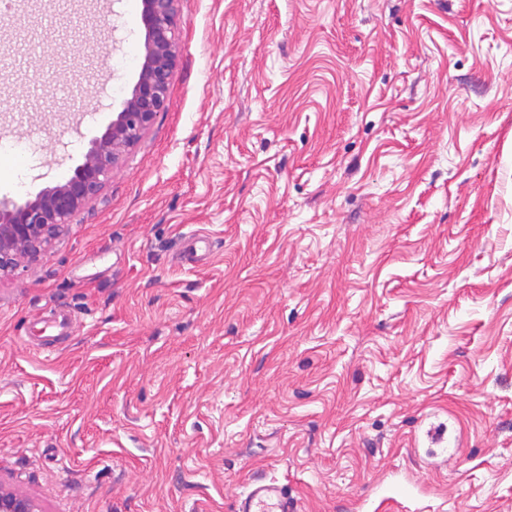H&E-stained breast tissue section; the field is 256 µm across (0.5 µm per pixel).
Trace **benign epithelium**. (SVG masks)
Returning <instances> with one entry per match:
<instances>
[{
  "mask_svg": "<svg viewBox=\"0 0 512 512\" xmlns=\"http://www.w3.org/2000/svg\"><path fill=\"white\" fill-rule=\"evenodd\" d=\"M178 0H142L146 35L138 80L105 132L93 139L68 180L23 203L0 202V278L37 261L65 227L94 200L123 155L166 111L179 53ZM0 512H43L32 495L0 482Z\"/></svg>",
  "mask_w": 512,
  "mask_h": 512,
  "instance_id": "obj_1",
  "label": "benign epithelium"
}]
</instances>
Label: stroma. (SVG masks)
<instances>
[{"instance_id": "stroma-1", "label": "stroma", "mask_w": 512, "mask_h": 512, "mask_svg": "<svg viewBox=\"0 0 512 512\" xmlns=\"http://www.w3.org/2000/svg\"><path fill=\"white\" fill-rule=\"evenodd\" d=\"M141 13L0 16V199L73 175ZM177 23L166 111L0 279V480L45 512H234L255 479L298 512H512V0Z\"/></svg>"}]
</instances>
